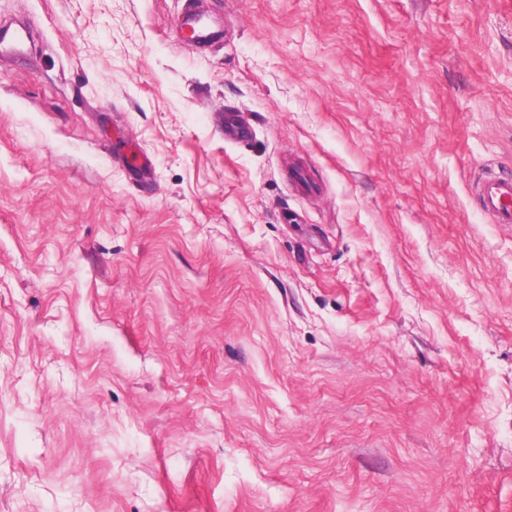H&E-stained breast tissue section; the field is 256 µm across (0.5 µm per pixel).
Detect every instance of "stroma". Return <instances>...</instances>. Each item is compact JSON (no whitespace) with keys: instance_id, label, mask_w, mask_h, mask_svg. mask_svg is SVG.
Masks as SVG:
<instances>
[{"instance_id":"35a3bbf8","label":"stroma","mask_w":512,"mask_h":512,"mask_svg":"<svg viewBox=\"0 0 512 512\" xmlns=\"http://www.w3.org/2000/svg\"><path fill=\"white\" fill-rule=\"evenodd\" d=\"M2 20L0 512H512V0ZM184 16L186 17L183 25L184 34H186L192 42H206L210 37V33L206 25L193 13L189 4L186 5ZM27 39V30L0 23V53L20 54L23 52ZM253 135V128L237 118L233 113L224 114V140L241 143L248 141ZM481 207L494 224H512V178L488 176L479 185Z\"/></svg>"}]
</instances>
